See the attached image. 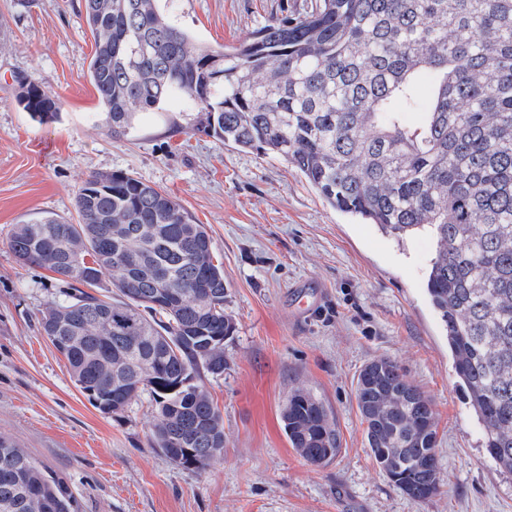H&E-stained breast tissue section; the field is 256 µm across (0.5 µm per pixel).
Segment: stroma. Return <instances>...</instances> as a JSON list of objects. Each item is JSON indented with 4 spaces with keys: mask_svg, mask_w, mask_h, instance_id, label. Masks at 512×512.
Masks as SVG:
<instances>
[{
    "mask_svg": "<svg viewBox=\"0 0 512 512\" xmlns=\"http://www.w3.org/2000/svg\"><path fill=\"white\" fill-rule=\"evenodd\" d=\"M79 3L0 0V436L62 478L79 512H512V473L482 446L426 294L431 235L400 242L333 210L285 161L197 129V108L177 95L113 141L100 127L94 40ZM303 3L159 6L195 42L225 48ZM22 78L57 97L56 120L18 106ZM119 171L174 196L205 225L224 269L235 332L223 375L205 381L223 415L224 456L203 472L152 448L148 394L104 415L75 387L39 328L64 287L8 247L17 224L75 218L89 174ZM300 286L318 294L304 314L294 308ZM375 359L394 362L432 403L442 487L426 501L394 487L367 447L355 388ZM299 386L336 419L340 452L322 466L304 460L283 430L282 408Z\"/></svg>",
    "mask_w": 512,
    "mask_h": 512,
    "instance_id": "1",
    "label": "stroma"
}]
</instances>
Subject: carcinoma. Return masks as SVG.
<instances>
[{"mask_svg": "<svg viewBox=\"0 0 512 512\" xmlns=\"http://www.w3.org/2000/svg\"><path fill=\"white\" fill-rule=\"evenodd\" d=\"M82 0L94 38L89 70L102 122L118 142L138 116L179 94L203 131L291 165L334 209L398 241L436 242L426 291L448 336L483 448L512 472V0H309L226 50L196 44L157 0ZM427 76L434 87L416 94ZM57 98L20 82L32 117ZM425 111L417 128L404 113ZM77 223L47 215L17 224L21 265L69 288L42 311L41 331L70 378L104 415L117 385L150 396L152 442L168 459L216 448L202 424L214 406L202 380L203 337L230 336L224 270L211 238L166 191L123 172H95L76 199ZM109 281L115 293L102 292ZM200 383L164 392L185 371ZM365 438L379 470L408 498L440 491L432 405L399 367L367 364L357 379ZM311 463L339 452L336 422L298 387L282 414ZM0 512H78L65 483L0 437Z\"/></svg>", "mask_w": 512, "mask_h": 512, "instance_id": "carcinoma-1", "label": "carcinoma"}]
</instances>
